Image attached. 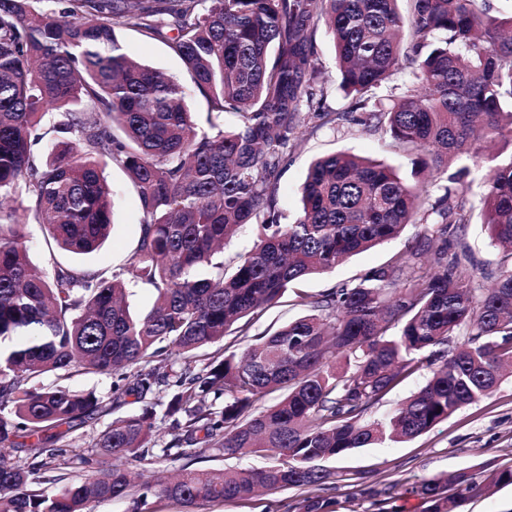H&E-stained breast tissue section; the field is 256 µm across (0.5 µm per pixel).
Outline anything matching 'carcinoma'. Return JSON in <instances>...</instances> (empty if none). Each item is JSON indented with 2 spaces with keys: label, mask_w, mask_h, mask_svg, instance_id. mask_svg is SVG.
Here are the masks:
<instances>
[{
  "label": "carcinoma",
  "mask_w": 512,
  "mask_h": 512,
  "mask_svg": "<svg viewBox=\"0 0 512 512\" xmlns=\"http://www.w3.org/2000/svg\"><path fill=\"white\" fill-rule=\"evenodd\" d=\"M0 0V512H92L128 499L153 512L165 499L194 512L325 485L323 462L355 448L412 439L492 395L512 362V269L482 288L448 254V236L472 208L448 166L487 154L480 213L512 263V16L489 0ZM332 38L340 88L357 122L384 126L418 155L428 182L447 180L440 203L385 163L349 153L314 160L301 186L302 212L280 223L276 193L288 148L307 119L330 121L316 99L319 22ZM128 27L166 43L226 129L196 127L186 87L133 60L116 37ZM392 103L372 91L400 73ZM502 150L487 152L488 143ZM45 143L38 159L34 147ZM127 172L143 224L129 266L59 267L29 256L24 228L46 243L89 255L108 240L113 194L102 166ZM24 197L25 207L12 202ZM261 234L230 267L217 259L240 225ZM428 224L423 249L396 254L358 281L312 296L310 313L238 352L198 359L205 346L252 320L310 275ZM157 292L139 315L129 286ZM464 346L448 350L451 337ZM183 362L173 375L156 359ZM419 391L382 419L369 410L423 364ZM136 372H130L131 368ZM80 369L113 378L114 401L133 395L140 412L112 420L92 449L73 435L104 412L93 393L33 384ZM281 399L257 412L273 392ZM172 439L154 452L152 436ZM204 443L228 458L252 452L266 466L215 472L181 466L174 480L137 484L128 466L186 460ZM88 472L66 481L63 470ZM44 484L59 486L48 494ZM512 485V468L486 464L415 488L423 512H464L474 498ZM306 497L300 512H337Z\"/></svg>",
  "instance_id": "1"
}]
</instances>
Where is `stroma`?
I'll list each match as a JSON object with an SVG mask.
<instances>
[{"mask_svg":"<svg viewBox=\"0 0 512 512\" xmlns=\"http://www.w3.org/2000/svg\"><path fill=\"white\" fill-rule=\"evenodd\" d=\"M116 35L125 50L138 61L182 81H189L190 76L181 59L165 43L122 27L117 28ZM316 56L329 78L324 86V109L338 113L340 119L314 128L306 127L295 142L276 196V207L284 224L293 222L300 213V186L310 162L325 155L343 151L369 157L393 166L408 183L419 185L423 182L422 176L416 173L415 155L400 148L389 133L382 129L367 130L343 119L342 114L349 111L351 101L339 87L332 43L323 27L316 33ZM104 176L114 191V227L110 240L96 253L77 257L48 246L41 226L30 224L26 226L25 233L34 264L49 273L59 266L95 271L115 270L128 264L137 246L143 221L139 198L123 169L106 167ZM426 234L425 225H407L399 238L352 256L333 272L302 281L300 287L309 294L317 295L354 282L369 270L387 265L394 254L417 249ZM450 248L454 251L467 250L469 261L466 270L481 286H490L505 270L501 247L492 240L486 225L479 221H472L459 235L451 237ZM303 313V308L294 304L292 295H285L254 320L248 335L226 336L224 344L237 350L244 349L251 336L275 330ZM39 381L73 391L92 392L107 403L106 412L95 423L79 431L75 441L79 448H90L96 435L113 419L140 409L139 403L131 397L125 398L121 405H113L112 378L108 375L74 369L42 375ZM486 463L512 467V373L504 376L494 394L462 408L447 421L409 442L359 448L336 459L332 467L339 476L322 486L320 493L338 500L340 512H377L372 499L354 495L348 480L359 477L365 485L382 491L393 512H423L420 498L411 491L414 484L462 470L475 472ZM306 495L303 489L271 491L248 501L206 505L198 512H298L299 504Z\"/></svg>","mask_w":512,"mask_h":512,"instance_id":"1","label":"stroma"}]
</instances>
